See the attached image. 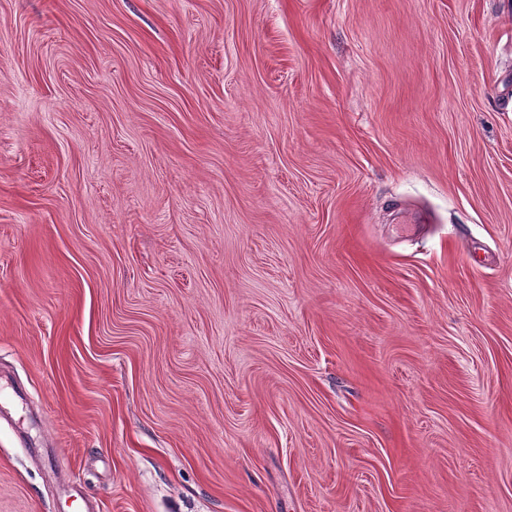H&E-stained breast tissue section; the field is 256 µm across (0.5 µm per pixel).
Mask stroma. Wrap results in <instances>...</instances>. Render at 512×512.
<instances>
[{"mask_svg": "<svg viewBox=\"0 0 512 512\" xmlns=\"http://www.w3.org/2000/svg\"><path fill=\"white\" fill-rule=\"evenodd\" d=\"M0 512H512V0H0Z\"/></svg>", "mask_w": 512, "mask_h": 512, "instance_id": "1", "label": "stroma"}]
</instances>
